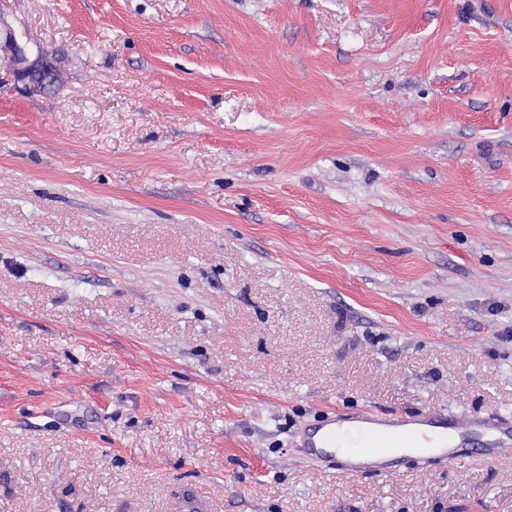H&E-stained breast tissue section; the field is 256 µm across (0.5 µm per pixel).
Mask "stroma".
<instances>
[{"label": "stroma", "mask_w": 512, "mask_h": 512, "mask_svg": "<svg viewBox=\"0 0 512 512\" xmlns=\"http://www.w3.org/2000/svg\"><path fill=\"white\" fill-rule=\"evenodd\" d=\"M0 512H512L338 479L350 408L512 419V0H7ZM0 57L9 61L14 81L22 83L25 89H45L61 75L57 61L48 59L42 53L32 57L10 31H6L5 35L1 31Z\"/></svg>", "instance_id": "stroma-1"}]
</instances>
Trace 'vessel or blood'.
<instances>
[{
	"label": "vessel or blood",
	"mask_w": 512,
	"mask_h": 512,
	"mask_svg": "<svg viewBox=\"0 0 512 512\" xmlns=\"http://www.w3.org/2000/svg\"><path fill=\"white\" fill-rule=\"evenodd\" d=\"M474 436L480 440L479 454L493 463L512 447V424L495 417L458 420L445 413L387 415L362 409L327 420L305 435L303 446L310 459L328 463L331 475L354 477L390 467L380 452L384 442L434 464L454 461L460 445Z\"/></svg>",
	"instance_id": "1"
}]
</instances>
